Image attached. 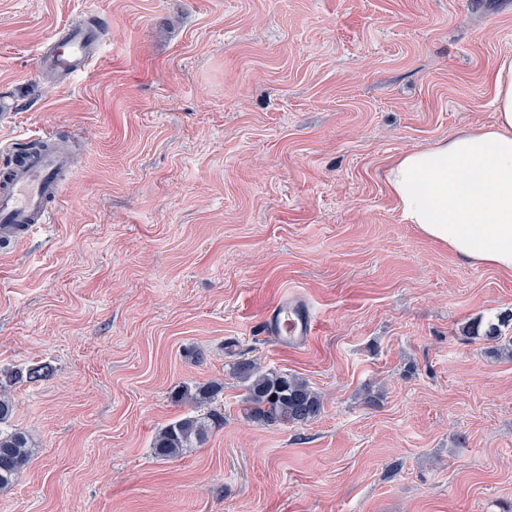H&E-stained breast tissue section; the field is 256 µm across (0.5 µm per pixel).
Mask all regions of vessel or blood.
Returning <instances> with one entry per match:
<instances>
[{"instance_id":"obj_1","label":"vessel or blood","mask_w":512,"mask_h":512,"mask_svg":"<svg viewBox=\"0 0 512 512\" xmlns=\"http://www.w3.org/2000/svg\"><path fill=\"white\" fill-rule=\"evenodd\" d=\"M97 29L81 22L63 27L44 46L41 71L58 85H69L97 56ZM72 161L63 139L50 135L29 147L0 149V240L18 239L36 227L55 221ZM264 332L280 346L297 348L313 334V317L300 301L283 298L263 319Z\"/></svg>"}]
</instances>
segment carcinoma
<instances>
[{"mask_svg":"<svg viewBox=\"0 0 512 512\" xmlns=\"http://www.w3.org/2000/svg\"><path fill=\"white\" fill-rule=\"evenodd\" d=\"M236 372L246 383L248 417L264 425L298 424L316 418L323 409L319 394L302 378L281 371L262 370L257 362L244 360ZM218 394L213 385L185 388L179 398L202 406ZM209 421L199 416H183L166 425L155 437V455L174 458L184 449L200 444ZM34 444L23 431L0 428V490L13 485L34 454Z\"/></svg>","mask_w":512,"mask_h":512,"instance_id":"obj_1","label":"carcinoma"}]
</instances>
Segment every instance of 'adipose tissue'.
Masks as SVG:
<instances>
[{
	"label": "adipose tissue",
	"instance_id": "1",
	"mask_svg": "<svg viewBox=\"0 0 512 512\" xmlns=\"http://www.w3.org/2000/svg\"><path fill=\"white\" fill-rule=\"evenodd\" d=\"M495 118L399 155L386 184L403 219L473 266L512 275V54L492 72Z\"/></svg>",
	"mask_w": 512,
	"mask_h": 512
}]
</instances>
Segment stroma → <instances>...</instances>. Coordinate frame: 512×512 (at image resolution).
I'll return each mask as SVG.
<instances>
[{
  "mask_svg": "<svg viewBox=\"0 0 512 512\" xmlns=\"http://www.w3.org/2000/svg\"><path fill=\"white\" fill-rule=\"evenodd\" d=\"M98 14L61 88L39 48ZM512 0H0V144L70 131L54 224L0 246V391L34 455L0 512H512V275L404 221L397 156L494 120ZM296 294L316 324L261 332ZM305 379L248 419L239 361ZM49 365L50 377L7 382ZM220 391L176 458L153 442ZM264 332L285 348L305 345L313 334L314 322L307 306L298 300L282 298L263 319ZM246 383L248 417L264 425L298 424L316 418L323 409L319 394L302 378L281 371L262 370L244 360L236 366Z\"/></svg>",
  "mask_w": 512,
  "mask_h": 512,
  "instance_id": "35a3bbf8",
  "label": "stroma"
}]
</instances>
